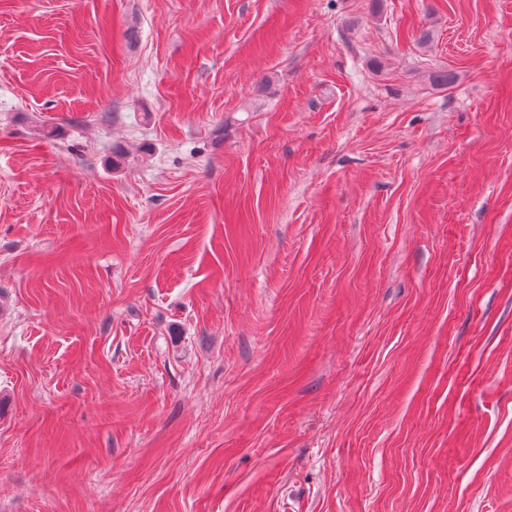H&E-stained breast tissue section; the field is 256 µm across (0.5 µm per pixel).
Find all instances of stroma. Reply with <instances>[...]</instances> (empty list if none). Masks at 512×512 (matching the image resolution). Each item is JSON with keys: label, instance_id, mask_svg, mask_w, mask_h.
Returning a JSON list of instances; mask_svg holds the SVG:
<instances>
[{"label": "stroma", "instance_id": "1", "mask_svg": "<svg viewBox=\"0 0 512 512\" xmlns=\"http://www.w3.org/2000/svg\"><path fill=\"white\" fill-rule=\"evenodd\" d=\"M0 512H512V0H0Z\"/></svg>", "mask_w": 512, "mask_h": 512}]
</instances>
